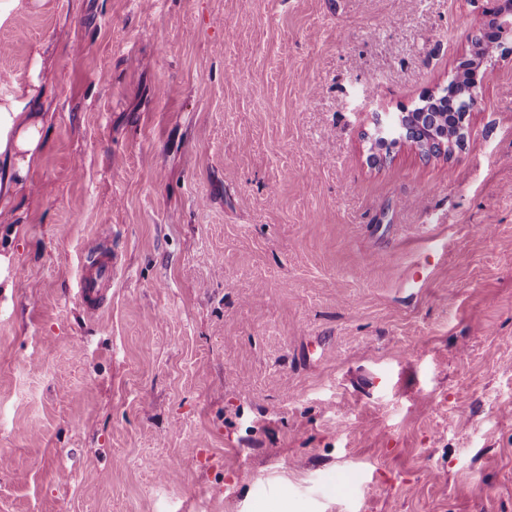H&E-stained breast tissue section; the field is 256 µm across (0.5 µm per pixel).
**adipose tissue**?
I'll return each instance as SVG.
<instances>
[{
    "mask_svg": "<svg viewBox=\"0 0 512 512\" xmlns=\"http://www.w3.org/2000/svg\"><path fill=\"white\" fill-rule=\"evenodd\" d=\"M39 81L15 85L0 98V203L9 204L29 172L39 164L44 148L46 116L41 110Z\"/></svg>",
    "mask_w": 512,
    "mask_h": 512,
    "instance_id": "1",
    "label": "adipose tissue"
}]
</instances>
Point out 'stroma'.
Returning a JSON list of instances; mask_svg holds the SVG:
<instances>
[{"label": "stroma", "mask_w": 512, "mask_h": 512, "mask_svg": "<svg viewBox=\"0 0 512 512\" xmlns=\"http://www.w3.org/2000/svg\"><path fill=\"white\" fill-rule=\"evenodd\" d=\"M492 7L44 0L0 23V77L51 91L0 209V512H512V34L459 144L371 138L440 95ZM105 235L92 319L72 288ZM118 257L102 242L89 246L80 261L74 295L85 312L98 314L112 298V280L118 273Z\"/></svg>", "instance_id": "stroma-1"}]
</instances>
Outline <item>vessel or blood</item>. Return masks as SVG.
<instances>
[{
  "mask_svg": "<svg viewBox=\"0 0 512 512\" xmlns=\"http://www.w3.org/2000/svg\"><path fill=\"white\" fill-rule=\"evenodd\" d=\"M118 273V257L108 245L89 246L80 261L74 295L88 315L98 314L112 298V281Z\"/></svg>",
  "mask_w": 512,
  "mask_h": 512,
  "instance_id": "1",
  "label": "vessel or blood"
}]
</instances>
